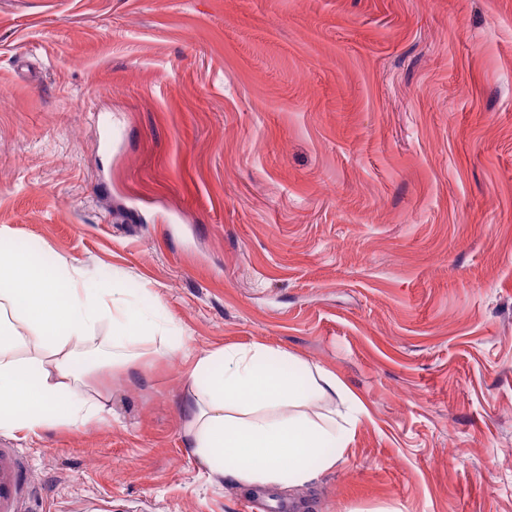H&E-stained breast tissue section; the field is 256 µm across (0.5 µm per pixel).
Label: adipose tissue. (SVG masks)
I'll use <instances>...</instances> for the list:
<instances>
[{
	"instance_id": "1",
	"label": "adipose tissue",
	"mask_w": 512,
	"mask_h": 512,
	"mask_svg": "<svg viewBox=\"0 0 512 512\" xmlns=\"http://www.w3.org/2000/svg\"><path fill=\"white\" fill-rule=\"evenodd\" d=\"M111 335L97 337L102 319ZM158 297L78 266L51 270L13 247L0 226V431L27 435L102 419L85 381L101 359L125 365L154 338L179 349ZM185 402L191 453L240 484L302 487L340 463L365 408L336 377L266 344L192 356Z\"/></svg>"
}]
</instances>
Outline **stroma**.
<instances>
[{
    "mask_svg": "<svg viewBox=\"0 0 512 512\" xmlns=\"http://www.w3.org/2000/svg\"><path fill=\"white\" fill-rule=\"evenodd\" d=\"M0 226L181 338L20 449L42 512H512V0H0ZM261 343L366 414L299 488L211 475L188 356Z\"/></svg>",
    "mask_w": 512,
    "mask_h": 512,
    "instance_id": "obj_1",
    "label": "stroma"
}]
</instances>
